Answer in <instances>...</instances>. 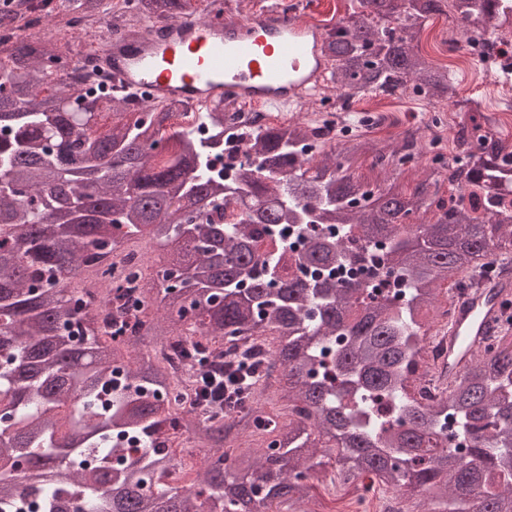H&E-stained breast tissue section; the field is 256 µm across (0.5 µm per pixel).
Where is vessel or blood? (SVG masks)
<instances>
[{"instance_id": "vessel-or-blood-1", "label": "vessel or blood", "mask_w": 512, "mask_h": 512, "mask_svg": "<svg viewBox=\"0 0 512 512\" xmlns=\"http://www.w3.org/2000/svg\"><path fill=\"white\" fill-rule=\"evenodd\" d=\"M321 33L276 13L226 21L218 8L149 31L113 47L107 64L118 90L146 94L158 103L179 98L206 107L226 95L242 102L285 108L317 93L328 67L319 52ZM512 281L485 276L461 292L436 342L433 379L453 383L493 335Z\"/></svg>"}]
</instances>
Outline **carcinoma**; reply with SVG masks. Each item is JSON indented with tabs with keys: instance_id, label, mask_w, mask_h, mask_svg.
Instances as JSON below:
<instances>
[{
	"instance_id": "1",
	"label": "carcinoma",
	"mask_w": 512,
	"mask_h": 512,
	"mask_svg": "<svg viewBox=\"0 0 512 512\" xmlns=\"http://www.w3.org/2000/svg\"><path fill=\"white\" fill-rule=\"evenodd\" d=\"M25 0L0 8V512H311L309 480L323 455L343 486L369 479L420 512H512V328L503 329L454 383L424 403L409 390L440 286H457L492 257L512 254V139L496 117L462 112L458 148L473 167L434 170L406 191L400 153L358 137L342 151L317 143L305 123L239 129L224 139V103L198 113L193 129L169 124L183 100L147 103L143 123L125 94L65 80L71 42L15 32ZM49 23L103 18L111 0H43ZM155 23L196 13L192 0H135ZM452 13L464 36H502L500 0H352L324 28L325 82L350 96L400 89L429 102L455 97L448 69L419 50L425 24ZM112 114V129L97 117ZM311 141L316 152L297 145ZM224 152L231 177L213 170ZM372 158L384 171L355 176ZM462 192L440 197L442 182ZM418 220L409 224L410 218ZM299 225L309 246L300 264L348 271L339 284L305 283L281 266L267 225ZM348 224L364 244L385 246L383 270L411 288L401 304L364 296L351 272L370 252L322 235ZM150 237L177 249L155 276L133 269L139 293L112 280V258ZM92 271L104 295L73 279ZM127 306L133 325L118 340L98 310ZM255 337L264 382L244 407H199L187 384L172 385L158 351L191 362ZM277 384L292 419L262 406ZM470 434L464 454L442 421ZM275 437L249 448L248 439ZM203 454L190 487L173 443ZM244 452L234 454L232 449ZM112 486V496L98 485ZM178 495H172V491Z\"/></svg>"
}]
</instances>
